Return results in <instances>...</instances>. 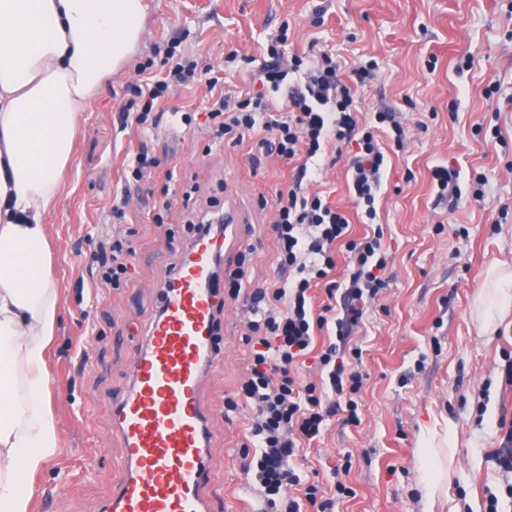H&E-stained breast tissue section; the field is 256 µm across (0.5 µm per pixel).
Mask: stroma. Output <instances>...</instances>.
I'll use <instances>...</instances> for the list:
<instances>
[{
    "label": "stroma",
    "mask_w": 512,
    "mask_h": 512,
    "mask_svg": "<svg viewBox=\"0 0 512 512\" xmlns=\"http://www.w3.org/2000/svg\"><path fill=\"white\" fill-rule=\"evenodd\" d=\"M144 36L126 68L106 79L84 112L50 211L52 268L62 316L45 359L50 409L59 445L31 480L29 512H103L119 479L122 440L112 430V404L132 382V361L158 311L159 290L176 256L190 211L213 196L235 202L246 222L226 270L240 271L241 288L221 281L224 309L219 344L224 359L205 377L201 401L211 439L213 512H270L242 470L248 413L224 406L251 365L246 322L255 289L285 280L272 224L277 192L297 178L295 163L277 155L253 166L252 139L213 142L200 126L185 128L172 111H204V81L170 91L157 128L121 126L119 116L143 81L140 63L153 47L178 42L184 56L225 68L224 87L257 92L267 43L285 34V56L323 51L336 75L375 61L356 92L363 120L392 113L405 131L390 154L376 193V218L366 224L348 191L355 146L330 144L308 166L302 187L320 193L351 217L354 236L382 228L388 286L347 339L345 360L362 372L359 424L328 420L319 437L289 460L302 484L322 491L343 480L333 512H423L416 444L429 413L457 430L448 500L435 512H485L497 496L512 512L508 479L494 452L501 416L512 417V386L504 380L512 354V308L491 335L480 334L475 301L489 268L512 264V0H148ZM164 156L137 184L124 169L140 144ZM456 173L461 196L439 201L431 171ZM173 198L163 224L154 203ZM125 202V216H112ZM128 233L132 278L101 291L88 272L91 241L106 226ZM88 363H81V352ZM346 475H337L338 466Z\"/></svg>",
    "instance_id": "obj_1"
}]
</instances>
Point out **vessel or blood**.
Segmentation results:
<instances>
[{
	"mask_svg": "<svg viewBox=\"0 0 512 512\" xmlns=\"http://www.w3.org/2000/svg\"><path fill=\"white\" fill-rule=\"evenodd\" d=\"M217 261L212 240L197 236L165 281L132 385L112 407L124 456L107 512H210L211 431L200 389L219 360L211 332Z\"/></svg>",
	"mask_w": 512,
	"mask_h": 512,
	"instance_id": "b4317fda",
	"label": "vessel or blood"
}]
</instances>
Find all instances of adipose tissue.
<instances>
[{"mask_svg": "<svg viewBox=\"0 0 512 512\" xmlns=\"http://www.w3.org/2000/svg\"><path fill=\"white\" fill-rule=\"evenodd\" d=\"M148 9L147 0H0V394L9 396L0 410V512H28L27 479L58 443L44 358L59 318L46 217L78 117L132 57ZM510 305L512 265L501 262L476 301L482 332ZM16 361L24 378L10 368ZM456 448L454 424L431 416L417 447L424 512L447 497Z\"/></svg>", "mask_w": 512, "mask_h": 512, "instance_id": "adipose-tissue-1", "label": "adipose tissue"}]
</instances>
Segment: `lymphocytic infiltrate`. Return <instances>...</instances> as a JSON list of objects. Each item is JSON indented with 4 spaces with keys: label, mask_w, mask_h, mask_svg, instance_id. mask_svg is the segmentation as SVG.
Segmentation results:
<instances>
[{
    "label": "lymphocytic infiltrate",
    "mask_w": 512,
    "mask_h": 512,
    "mask_svg": "<svg viewBox=\"0 0 512 512\" xmlns=\"http://www.w3.org/2000/svg\"><path fill=\"white\" fill-rule=\"evenodd\" d=\"M175 45L164 50L171 66L165 78L137 86L140 101L132 116L141 128L158 126L161 105L173 85L187 84L203 77L210 93L203 117L184 112L185 127L204 124L213 140L242 141L245 134L261 129L265 136L259 147L268 148L289 162H298L299 172L320 152L322 144L336 140L355 144L351 162L354 201L363 207L367 219H375V191L384 163L380 127L389 124L388 138L394 147L403 148L404 130L389 113L378 112L373 124L360 123L353 85L332 80L336 64L322 56L309 72H302V57H294L289 67L279 64L263 67L260 75L272 92H284L283 106L277 107L257 93L254 100H235L224 91V72L195 60L175 61ZM303 73V82L291 84L287 77ZM350 219L320 195L303 192L300 181L278 192V209L272 231L276 239L280 266L290 276L273 288L256 291L252 296L254 314L248 342L252 363L248 377L235 397L227 399L229 411L247 407L252 411L250 442L258 448L255 463L245 464L253 472L269 506L279 512H300L301 501L318 504L320 512H330L333 499H318L317 485H302L288 460L302 442L316 438L323 423L343 415L345 422H358L363 376L344 360L341 344L361 322L367 304L386 286L383 272L387 252L380 234L358 240L348 239ZM345 243L351 268L346 282L332 280L333 253L338 243ZM132 247L121 236L105 235L98 239L89 258V274L95 288H117L126 282L131 267ZM324 285L329 299L322 314H313L308 306L312 286ZM342 297L341 317H333L335 297ZM334 325L336 338L319 353H312L315 329ZM313 357L317 371L325 372L329 391H317L315 384L302 383L299 367L306 357ZM303 486V500H295L289 487Z\"/></svg>",
    "instance_id": "obj_1"
}]
</instances>
